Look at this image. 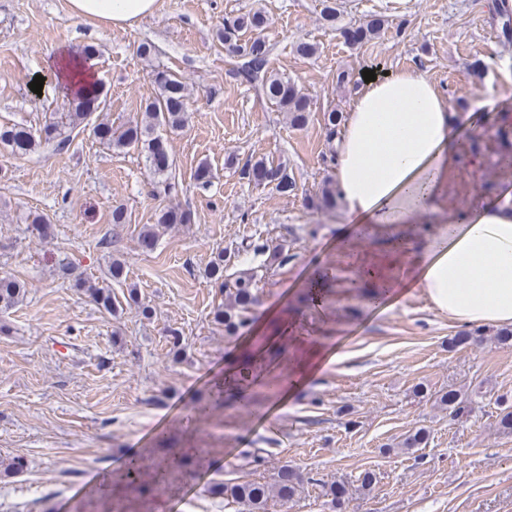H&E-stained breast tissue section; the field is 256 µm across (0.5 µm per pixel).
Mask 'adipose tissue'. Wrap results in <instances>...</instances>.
Segmentation results:
<instances>
[{
	"instance_id": "adipose-tissue-1",
	"label": "adipose tissue",
	"mask_w": 512,
	"mask_h": 512,
	"mask_svg": "<svg viewBox=\"0 0 512 512\" xmlns=\"http://www.w3.org/2000/svg\"><path fill=\"white\" fill-rule=\"evenodd\" d=\"M155 4L68 0L71 15L117 27L136 24ZM48 65L64 95L95 86L94 60L70 45H60ZM468 120L422 75L380 73L366 83L338 144L336 183L346 223L338 241L348 242L351 225L363 224L380 244L394 246L408 215L441 209ZM370 285L385 296L394 288L422 289L435 309L466 327L512 325V191L458 211L423 252L380 262Z\"/></svg>"
}]
</instances>
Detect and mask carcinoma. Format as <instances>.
<instances>
[{"label":"carcinoma","mask_w":512,"mask_h":512,"mask_svg":"<svg viewBox=\"0 0 512 512\" xmlns=\"http://www.w3.org/2000/svg\"><path fill=\"white\" fill-rule=\"evenodd\" d=\"M263 26L264 19L258 12L247 17H226L224 27L217 33V39L231 46L238 56L244 58L242 65L236 69V75L248 82H260L263 95L287 114L290 125L301 127L311 112V100L294 81L267 69L269 47L259 35ZM381 26L382 20L374 19L358 27H344L341 33L349 44L360 45L377 35ZM248 29L258 32V35L243 42L240 36ZM154 82L159 93L146 102L141 119L129 124L119 133L113 130L111 123L101 119L94 124L93 133L103 145L115 148L137 147L143 150L151 173L169 178L173 162L164 141L154 135V131L161 126L178 129L187 123L188 94L185 84L167 70H154ZM103 94V87L97 85L90 95L72 99L67 113L69 125L76 127L90 120L95 113L102 112V104L105 103ZM62 135V125L57 122L44 124L37 134L20 125L0 126V144L21 155L32 152L43 141H55ZM242 175L256 185H271L282 195L292 194L297 190L295 181L288 176L285 168L275 166L264 159L243 169ZM338 199L336 184L328 180L324 182L319 193L310 198V202L315 208L334 209ZM192 220L193 215L190 211L170 207L160 212L157 225L190 224ZM155 226H147L139 234L140 245L145 250L152 249L155 244ZM249 248L258 255L266 256L265 270L272 273L285 268L294 259V255L280 243L273 244L267 240L257 239L249 244ZM63 273L72 277L74 287L84 291L100 310L112 312L114 304L109 290L97 286L82 274L75 273V269L69 266L63 268ZM211 279L224 291L227 300V303L216 308L214 319L224 325L225 335L237 336L248 328L255 318V275L243 272L235 277L226 278L224 262L220 261L213 265ZM25 294V288L17 280L8 276L0 277L1 309L15 306L23 300ZM440 402L448 407L452 415L457 416L464 412L463 401L453 390L442 394ZM124 481L131 491L143 494L145 481L143 475L137 474L136 462H128L124 471ZM306 485L316 487L319 495L331 503L334 512H347L350 497L344 484L314 478L287 463L275 469L270 482L255 479L234 484L216 481L211 485L210 492L222 498L225 505H236L242 508L243 512H269L270 502L275 500L286 505Z\"/></svg>","instance_id":"1"}]
</instances>
